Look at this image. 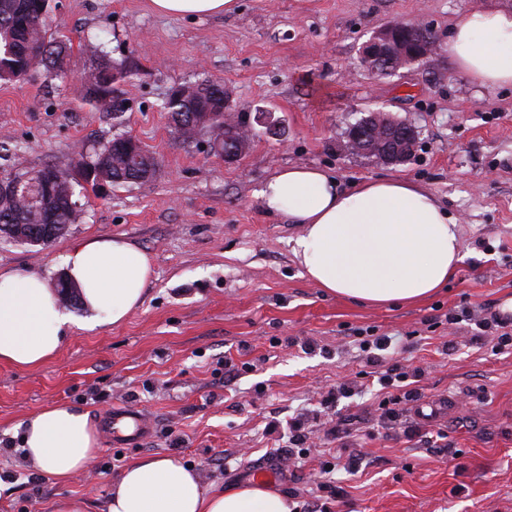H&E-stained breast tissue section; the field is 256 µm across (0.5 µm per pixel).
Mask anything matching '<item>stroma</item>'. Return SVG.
Here are the masks:
<instances>
[{
  "instance_id": "35a3bbf8",
  "label": "stroma",
  "mask_w": 512,
  "mask_h": 512,
  "mask_svg": "<svg viewBox=\"0 0 512 512\" xmlns=\"http://www.w3.org/2000/svg\"><path fill=\"white\" fill-rule=\"evenodd\" d=\"M481 8L511 10L512 0H238L237 12L211 18L160 15L149 0H53L76 63L97 34L113 60L137 69L113 85L128 110L116 120L79 106L76 73L0 83V144L35 171L128 133L159 155L160 170L89 193L79 223L50 244L0 237V271L52 285L71 247L121 236L151 257L155 275L123 324L78 326L35 368L0 364V512H52L65 497L101 512L120 472L154 455L228 488L265 465L273 487L326 512H512V343L483 325L512 309V87L477 86L445 50L454 19ZM417 18L436 37L435 55L392 77L357 67L374 31ZM202 79L223 83L241 113L273 109L283 137L256 136L233 164L208 153L206 136L182 141L160 105ZM373 109L417 128L406 162L341 152L349 126ZM295 164L345 185L395 178L431 192L456 218L465 254L447 289L369 306L318 288L291 252L299 226L266 215L256 196ZM362 332L397 336L383 367L421 375L418 399L396 420L381 419ZM342 387L349 396L323 403ZM57 403L89 410L98 432L94 462L68 482L26 461L17 436L27 416ZM123 406L150 420L149 435L113 439L107 416ZM295 419L309 449L279 459ZM336 448L360 458L359 469L326 472Z\"/></svg>"
}]
</instances>
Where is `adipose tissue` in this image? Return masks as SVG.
<instances>
[{"label": "adipose tissue", "instance_id": "ef3b65f1", "mask_svg": "<svg viewBox=\"0 0 512 512\" xmlns=\"http://www.w3.org/2000/svg\"><path fill=\"white\" fill-rule=\"evenodd\" d=\"M170 16L233 12L237 0H150ZM447 51L481 87L512 85V10L461 14ZM265 211L299 225L292 253L330 294L369 304L418 303L447 285L464 260L458 225L437 198L399 179L343 187L312 166L280 169L257 193ZM65 275L89 316L85 329L119 325L141 306L153 277L149 256L121 237L88 239L66 257ZM73 325L58 293L36 274L0 273V363L34 368L51 360ZM98 437L89 411L56 404L30 414L20 449L58 480L93 462ZM297 504L265 483L227 490L167 456L144 457L114 481L107 512H295Z\"/></svg>", "mask_w": 512, "mask_h": 512}]
</instances>
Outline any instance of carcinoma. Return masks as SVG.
<instances>
[{
  "label": "carcinoma",
  "instance_id": "carcinoma-1",
  "mask_svg": "<svg viewBox=\"0 0 512 512\" xmlns=\"http://www.w3.org/2000/svg\"><path fill=\"white\" fill-rule=\"evenodd\" d=\"M89 67L80 93L81 102L95 110L115 115L125 112L124 100L113 95L112 85L119 78L133 76L124 63L115 62L104 50V42L98 36L88 39ZM72 65L70 38L58 31H51L50 16L43 13V0H0V82L21 80L23 75L40 71L64 74ZM187 95L166 99L163 111L174 115L199 112L211 99L207 91L210 81L202 80L182 85ZM108 154L109 164L102 173L109 185L128 184L122 154L116 151L112 141L92 146L90 151L78 152L71 163L60 172L71 177L68 185L58 190L56 186L40 193V198L25 202L22 192L8 190L0 193V224L22 225L31 230L47 220L46 212H52L53 223L63 229L77 223L82 212L77 188L79 180L72 173L87 165L95 164L103 154ZM42 170L34 172L22 168L18 156H13L11 168L4 171L6 181H18L21 187L38 180Z\"/></svg>",
  "mask_w": 512,
  "mask_h": 512
}]
</instances>
